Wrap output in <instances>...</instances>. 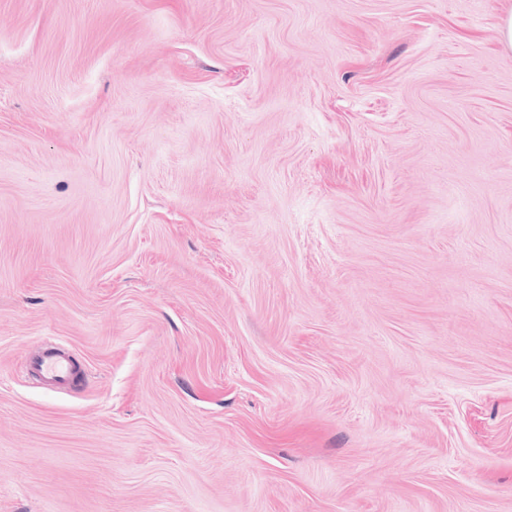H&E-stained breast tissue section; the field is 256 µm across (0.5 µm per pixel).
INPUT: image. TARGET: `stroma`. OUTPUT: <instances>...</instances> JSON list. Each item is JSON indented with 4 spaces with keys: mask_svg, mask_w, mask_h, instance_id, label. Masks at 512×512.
Listing matches in <instances>:
<instances>
[{
    "mask_svg": "<svg viewBox=\"0 0 512 512\" xmlns=\"http://www.w3.org/2000/svg\"><path fill=\"white\" fill-rule=\"evenodd\" d=\"M511 11L0 0V512H512ZM28 373L58 390L72 387L80 377L77 362L62 345L49 339L41 343V351L30 359Z\"/></svg>",
    "mask_w": 512,
    "mask_h": 512,
    "instance_id": "obj_1",
    "label": "stroma"
}]
</instances>
